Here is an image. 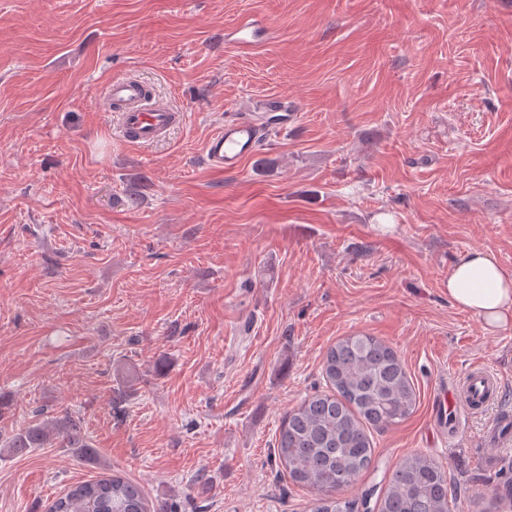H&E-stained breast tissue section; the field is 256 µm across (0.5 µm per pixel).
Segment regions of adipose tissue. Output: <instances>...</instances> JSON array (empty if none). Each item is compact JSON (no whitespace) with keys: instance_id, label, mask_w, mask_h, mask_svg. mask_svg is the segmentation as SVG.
Here are the masks:
<instances>
[{"instance_id":"ef3b65f1","label":"adipose tissue","mask_w":512,"mask_h":512,"mask_svg":"<svg viewBox=\"0 0 512 512\" xmlns=\"http://www.w3.org/2000/svg\"><path fill=\"white\" fill-rule=\"evenodd\" d=\"M448 296L481 318L487 329L512 322V273L486 251H469L448 271Z\"/></svg>"}]
</instances>
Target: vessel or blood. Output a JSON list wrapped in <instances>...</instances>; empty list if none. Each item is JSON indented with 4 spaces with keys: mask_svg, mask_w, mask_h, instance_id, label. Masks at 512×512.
Listing matches in <instances>:
<instances>
[{
    "mask_svg": "<svg viewBox=\"0 0 512 512\" xmlns=\"http://www.w3.org/2000/svg\"><path fill=\"white\" fill-rule=\"evenodd\" d=\"M143 85L134 78L113 79L105 96L106 106H120V127L124 139L149 145L164 137L185 116L160 104H145ZM261 127L250 117L224 120L204 146L206 163L220 172L237 171L261 142ZM500 389L487 367L471 369L459 388L448 395V414L442 422L449 432L461 430L463 419L486 409Z\"/></svg>",
    "mask_w": 512,
    "mask_h": 512,
    "instance_id": "obj_1",
    "label": "vessel or blood"
}]
</instances>
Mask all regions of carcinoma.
<instances>
[{
  "mask_svg": "<svg viewBox=\"0 0 512 512\" xmlns=\"http://www.w3.org/2000/svg\"><path fill=\"white\" fill-rule=\"evenodd\" d=\"M322 376L327 390L288 412L276 438L275 454L295 484L315 490L311 512H360L366 496L340 497L374 462L373 431L406 420L417 405L416 389L404 361L375 336H347L330 346ZM57 445L83 455L89 444L78 423L67 418L49 430L35 423L11 435L18 451ZM480 512H512V492L493 488L480 496ZM376 512H450L448 474L418 452L402 457ZM46 512H151L142 487L118 474L80 481L48 505Z\"/></svg>",
  "mask_w": 512,
  "mask_h": 512,
  "instance_id": "1",
  "label": "carcinoma"
}]
</instances>
